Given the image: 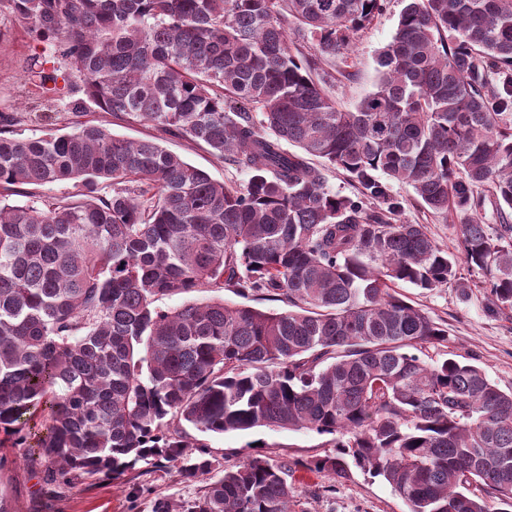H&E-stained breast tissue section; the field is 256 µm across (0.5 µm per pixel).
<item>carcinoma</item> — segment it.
I'll return each instance as SVG.
<instances>
[{
    "label": "carcinoma",
    "mask_w": 512,
    "mask_h": 512,
    "mask_svg": "<svg viewBox=\"0 0 512 512\" xmlns=\"http://www.w3.org/2000/svg\"><path fill=\"white\" fill-rule=\"evenodd\" d=\"M384 2L0 0L51 49L23 59L28 80L60 78L73 111L249 174L227 186L154 137L66 131L49 104L0 114V444H25L47 406L48 484L151 458L193 483L215 459L183 425L277 427L329 437L336 456L302 467L342 481L353 463L410 512H512V391L476 364L425 361L448 330L396 291L467 287L461 258L512 309V0H403L374 89L346 110L322 64ZM33 113L48 133L24 137ZM315 158L357 194L332 192ZM64 181L77 193L9 201ZM391 182L460 217L461 257L399 221ZM224 289L285 309L156 305ZM292 467L223 468L183 512H291ZM76 98H78V95L70 94L66 89L62 90L55 97L53 101L54 108L62 112V119L63 117L69 119L64 122L87 120L102 122V124H107L112 133L133 140L155 136L161 138L157 141L167 150L181 156L187 162L205 171L216 181L224 182L225 184L243 185L249 178L247 173L236 169L235 166L224 163L213 156L208 150L195 146L183 138L168 135L159 136L160 134L150 126L120 122L104 112L96 111L94 106L90 105V109L85 113L86 115L74 117L71 113L68 114L67 112H69V103Z\"/></svg>",
    "instance_id": "obj_1"
}]
</instances>
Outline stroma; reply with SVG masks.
<instances>
[{
  "instance_id": "obj_1",
  "label": "stroma",
  "mask_w": 512,
  "mask_h": 512,
  "mask_svg": "<svg viewBox=\"0 0 512 512\" xmlns=\"http://www.w3.org/2000/svg\"><path fill=\"white\" fill-rule=\"evenodd\" d=\"M403 7L402 0H388L353 37L346 54L330 67L334 81L329 91L344 106L355 107L373 90L377 80L376 57L390 41ZM9 21L0 19V112L22 110L16 92L19 64L27 55L41 51ZM167 150L205 171L219 182L241 185L247 173L217 159L208 150L189 141L162 136ZM393 194L402 203L401 221L426 225L437 244L449 253H459V219L442 217L425 209L411 187L393 184ZM468 287L448 285L424 291L406 284L401 293L422 308L448 334L444 340L425 345L430 361L455 358L479 365L503 391L512 390V310L492 311L481 275L470 272ZM202 440L224 467L240 464L251 456V443H261V456L270 462L291 461L297 468L291 478L296 512H410L408 504L380 477L353 468L350 480L337 483L330 475L304 469L303 461L335 455L324 436L311 431L262 427L249 432L209 433ZM29 449L0 447V503L7 512H154L158 500L179 508L196 498L202 482L185 483L175 466L165 460L140 462L118 480L96 479L77 487H48L45 473L49 461L38 466L28 462Z\"/></svg>"
}]
</instances>
